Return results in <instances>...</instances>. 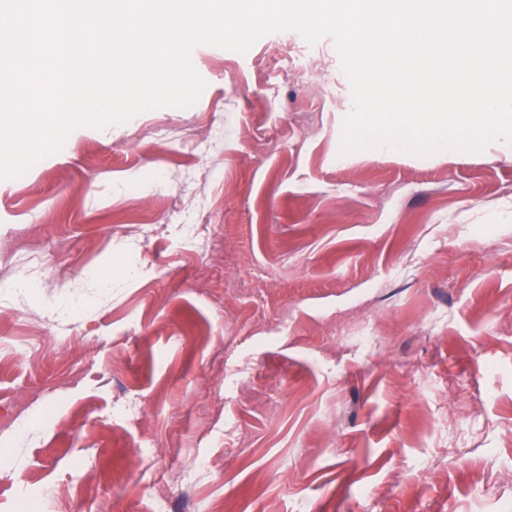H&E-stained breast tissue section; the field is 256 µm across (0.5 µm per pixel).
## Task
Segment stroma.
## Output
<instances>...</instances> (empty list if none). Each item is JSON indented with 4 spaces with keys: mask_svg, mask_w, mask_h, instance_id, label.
Masks as SVG:
<instances>
[{
    "mask_svg": "<svg viewBox=\"0 0 512 512\" xmlns=\"http://www.w3.org/2000/svg\"><path fill=\"white\" fill-rule=\"evenodd\" d=\"M291 38L0 181V512H512V147L340 154Z\"/></svg>",
    "mask_w": 512,
    "mask_h": 512,
    "instance_id": "obj_1",
    "label": "stroma"
}]
</instances>
